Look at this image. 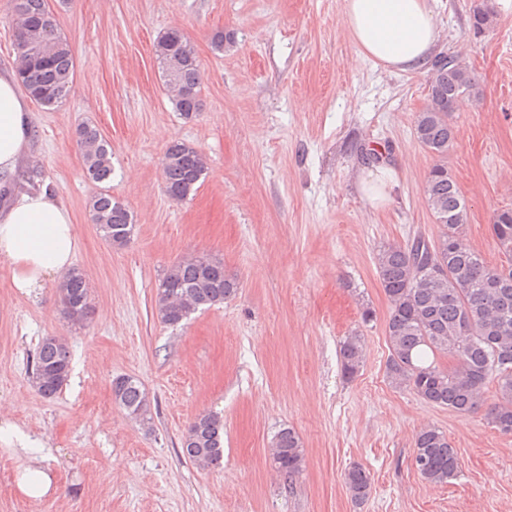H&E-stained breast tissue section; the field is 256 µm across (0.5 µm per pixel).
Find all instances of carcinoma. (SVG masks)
Returning a JSON list of instances; mask_svg holds the SVG:
<instances>
[{
  "label": "carcinoma",
  "mask_w": 512,
  "mask_h": 512,
  "mask_svg": "<svg viewBox=\"0 0 512 512\" xmlns=\"http://www.w3.org/2000/svg\"><path fill=\"white\" fill-rule=\"evenodd\" d=\"M16 72L29 95L45 107L61 104L69 95L73 60L58 32L55 16L45 0H12ZM494 11L487 0L474 6L472 26L481 31ZM155 53L166 85L172 90L175 111L190 116L202 110L200 65L189 40L178 31L165 33ZM479 97L472 71L448 58L441 70L431 69L429 103L416 116L419 143L439 159L429 172L425 196L439 235L435 245L417 237L402 245L379 250L376 268L389 302L385 336L389 345L387 375L399 388L411 389L424 402L461 415L484 412L502 433L512 431V263L492 268L466 241L467 212L461 192L448 173L445 159L455 140L453 113L466 99ZM77 144L87 177L102 183L112 175V150L100 131L84 124L76 129ZM202 155L185 143H173L163 166L165 191L174 200L186 199L205 177ZM92 224L112 246L130 239L133 217L128 209L100 193L89 204ZM493 236L499 249L512 260V209L493 216ZM440 262L446 273L430 276L423 269ZM158 286L156 307L161 322L178 327L195 312L224 303L235 295L236 281L224 274V266H205L191 256L172 266ZM89 284L77 269L69 271L59 288L65 318L85 323L91 314ZM450 359L448 367L437 357ZM345 376L354 377L364 360V339L354 332L339 350ZM71 354L66 339H42L35 363L34 383L45 398L66 385ZM496 386V400L487 401L489 384ZM114 402L145 426L152 419L151 400L133 377L112 381ZM224 421L216 413L197 416L181 438L185 457L202 468L217 466L224 456ZM413 466L425 482L443 485L460 473L461 459L448 436L436 427L421 429L414 440ZM275 468L290 478L300 474L304 457L298 435L279 430L271 442ZM345 486L356 503L371 490L369 472L360 465L344 474Z\"/></svg>",
  "instance_id": "cac0c4a2"
}]
</instances>
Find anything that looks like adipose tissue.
<instances>
[{"instance_id":"adipose-tissue-1","label":"adipose tissue","mask_w":512,"mask_h":512,"mask_svg":"<svg viewBox=\"0 0 512 512\" xmlns=\"http://www.w3.org/2000/svg\"><path fill=\"white\" fill-rule=\"evenodd\" d=\"M434 0H344L345 27L362 59L397 72L427 68L438 44ZM33 115L28 93L14 72H0V178L10 179L28 153ZM78 232L69 209L49 187L14 193L0 208V265L13 288L39 295L46 281L70 270ZM7 444L28 449L32 466L18 481L29 497L43 496L52 478L45 470L42 439L17 427Z\"/></svg>"}]
</instances>
